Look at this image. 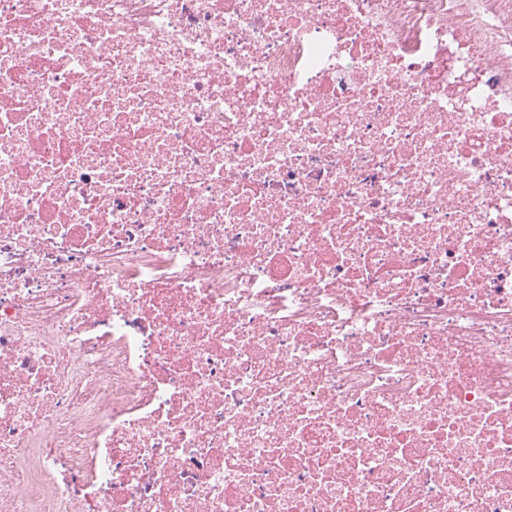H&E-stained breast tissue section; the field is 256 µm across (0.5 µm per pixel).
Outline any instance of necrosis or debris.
I'll list each match as a JSON object with an SVG mask.
<instances>
[{"instance_id":"4bbe7bcc","label":"necrosis or debris","mask_w":512,"mask_h":512,"mask_svg":"<svg viewBox=\"0 0 512 512\" xmlns=\"http://www.w3.org/2000/svg\"><path fill=\"white\" fill-rule=\"evenodd\" d=\"M0 512H512V0H0Z\"/></svg>"}]
</instances>
